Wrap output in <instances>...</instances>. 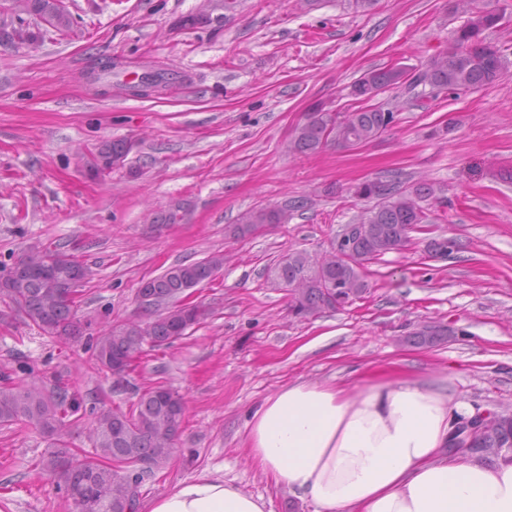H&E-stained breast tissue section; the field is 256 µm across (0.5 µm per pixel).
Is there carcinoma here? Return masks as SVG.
I'll return each mask as SVG.
<instances>
[{"label": "carcinoma", "mask_w": 512, "mask_h": 512, "mask_svg": "<svg viewBox=\"0 0 512 512\" xmlns=\"http://www.w3.org/2000/svg\"><path fill=\"white\" fill-rule=\"evenodd\" d=\"M466 19L452 34L453 47L430 58L423 69L412 75L402 66L372 70L351 85L350 94L358 102L352 110L334 111L315 105L299 124L290 140L291 150L314 153L333 145L353 148L381 136L393 123V113L372 105L376 96L396 89L412 98L419 86L459 91L490 85L509 71V60L484 32L499 26L504 15L485 7L470 6L468 0H456ZM14 9L35 19L31 25L0 23V45L14 49L39 42L44 37L41 24L64 33L73 18L64 0H15ZM132 149L126 139L101 141L86 161L87 173L98 178L123 165ZM356 195L375 201L355 220L368 229L353 241L349 252L336 257L331 252L320 258L303 251L288 250L270 267L273 283L289 297V308L297 317H313L327 309L345 304L336 293V282L347 289L346 299L364 293L366 265L380 256L402 249L409 234L434 223L423 202L436 197L435 188L421 183L404 189L395 181H365L356 187ZM304 207L293 201L284 208L254 207L228 227L235 239L249 237L268 224H284L288 212ZM184 219L183 207L161 211L156 222L178 224ZM224 266V255L214 254L201 261L180 263L163 273L141 280L151 300L139 303L138 315L110 327L91 346L93 368L114 374L115 362L123 361L126 371L144 353V346L165 348L202 323L210 314L202 303L185 302L189 291L210 282ZM13 276L0 280V294L21 310L44 335L67 342L79 335L75 316L79 287L86 267L60 247L32 248L18 257L10 268ZM448 335L439 326L429 332H417L410 341L430 346ZM81 409L77 395L64 385L52 391L35 384L0 385V426H19L41 434L48 448L40 460L43 474L64 486L76 512H136L139 488L145 478L165 466L172 458L184 422L181 397L163 385L137 391V400L128 411L103 409L96 413L91 429L92 451L80 453L70 441L72 417ZM471 448H485L481 459L497 457L512 448V414H497L496 423L476 433Z\"/></svg>", "instance_id": "obj_1"}]
</instances>
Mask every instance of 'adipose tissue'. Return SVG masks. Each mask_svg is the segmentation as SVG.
Masks as SVG:
<instances>
[{
  "label": "adipose tissue",
  "mask_w": 512,
  "mask_h": 512,
  "mask_svg": "<svg viewBox=\"0 0 512 512\" xmlns=\"http://www.w3.org/2000/svg\"><path fill=\"white\" fill-rule=\"evenodd\" d=\"M466 407L446 387L375 376L357 391L296 382L253 411L245 452L316 512H512V451L449 459L448 435ZM147 512H270L263 496L200 475Z\"/></svg>",
  "instance_id": "ef3b65f1"
}]
</instances>
